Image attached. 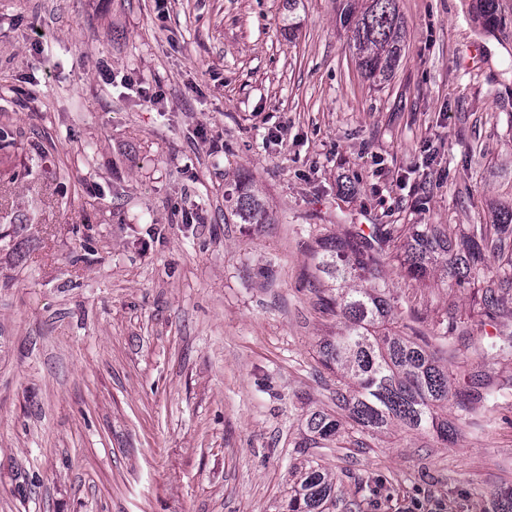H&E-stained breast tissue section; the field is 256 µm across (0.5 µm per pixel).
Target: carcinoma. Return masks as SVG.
Returning <instances> with one entry per match:
<instances>
[{
    "instance_id": "1",
    "label": "carcinoma",
    "mask_w": 512,
    "mask_h": 512,
    "mask_svg": "<svg viewBox=\"0 0 512 512\" xmlns=\"http://www.w3.org/2000/svg\"><path fill=\"white\" fill-rule=\"evenodd\" d=\"M342 14L361 73L375 84L389 80L403 51L397 0H346ZM236 207L244 224L267 220L263 203L249 190L238 195ZM313 257L327 286L325 305L336 313L335 335L320 343L323 363L336 375V408L364 434L433 430L442 441L456 442L460 429L444 415L448 402L455 400L460 410L473 415L476 400L484 396L474 400L452 391V368L512 355V331L484 344L453 321L438 345L435 337L393 314L384 267L393 257L416 281L438 273L452 287L480 284L484 304L494 313L500 294L512 291V207L495 209L494 223L473 224L457 241L446 224L379 228L371 237L351 225L338 235L318 238ZM305 426L317 445L336 440L343 421L317 410L307 416ZM335 481L320 466H303L288 512H325Z\"/></svg>"
}]
</instances>
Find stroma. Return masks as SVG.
I'll list each match as a JSON object with an SVG mask.
<instances>
[{
    "mask_svg": "<svg viewBox=\"0 0 512 512\" xmlns=\"http://www.w3.org/2000/svg\"><path fill=\"white\" fill-rule=\"evenodd\" d=\"M397 4L404 55L375 86L342 0H0V512H286L307 463L336 477L330 512H495L512 356L456 371L498 396L489 419L449 404L456 443L301 445L336 410L317 239L458 238L512 205V0L491 25L477 0ZM243 185L267 223L239 222ZM386 271L427 335L512 321V292L491 316L477 288Z\"/></svg>",
    "mask_w": 512,
    "mask_h": 512,
    "instance_id": "1",
    "label": "stroma"
}]
</instances>
